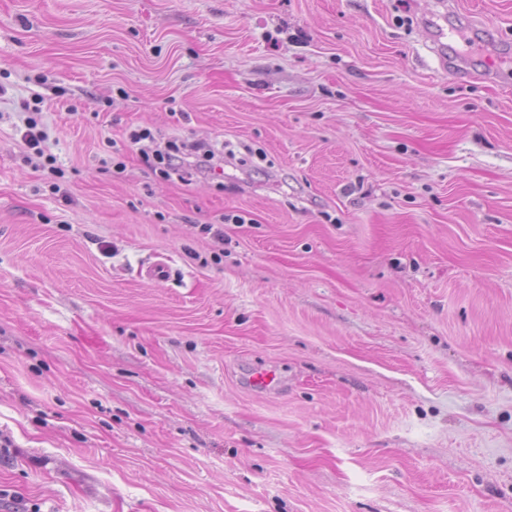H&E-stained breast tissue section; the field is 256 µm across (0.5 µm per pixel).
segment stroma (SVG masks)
Returning <instances> with one entry per match:
<instances>
[{
	"label": "stroma",
	"mask_w": 512,
	"mask_h": 512,
	"mask_svg": "<svg viewBox=\"0 0 512 512\" xmlns=\"http://www.w3.org/2000/svg\"><path fill=\"white\" fill-rule=\"evenodd\" d=\"M0 512H512V0H0ZM23 126L25 128L22 134L23 140L31 149H35V152L39 157H44L47 163L48 174L55 179L63 178L65 173L61 168L55 166V157L52 154L45 155V150L42 147V144L47 140L48 134L43 129L35 131L38 127L37 119L32 116H27L23 119ZM127 139L132 146H137L146 140L154 145L151 152L140 148L141 161L152 173L162 178L185 179V176L193 173L211 179L223 178V144L219 148L216 144L188 139L160 140L147 127L129 130ZM280 379V373L276 368L257 367L250 374L248 384L256 390L271 392L278 388Z\"/></svg>",
	"instance_id": "35a3bbf8"
}]
</instances>
